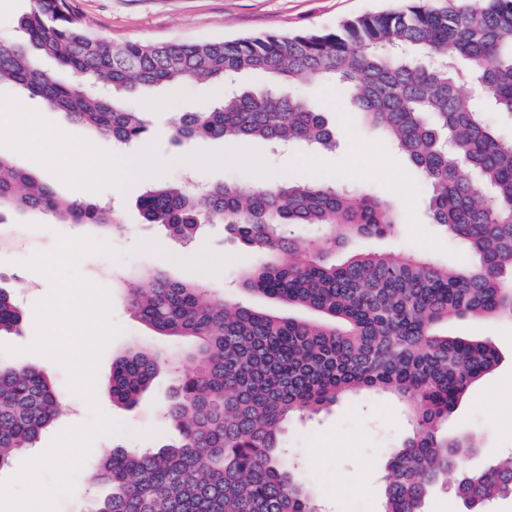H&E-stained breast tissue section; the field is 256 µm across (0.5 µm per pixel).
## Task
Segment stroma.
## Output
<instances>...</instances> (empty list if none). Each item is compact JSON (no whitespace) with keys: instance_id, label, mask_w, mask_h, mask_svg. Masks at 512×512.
Wrapping results in <instances>:
<instances>
[{"instance_id":"obj_1","label":"stroma","mask_w":512,"mask_h":512,"mask_svg":"<svg viewBox=\"0 0 512 512\" xmlns=\"http://www.w3.org/2000/svg\"><path fill=\"white\" fill-rule=\"evenodd\" d=\"M404 3L405 0H78L80 10L96 32L118 42L145 44L330 29L356 17L400 8ZM300 92L332 122L336 130L332 151L322 152L303 143L274 150L261 141L173 140L170 125L174 113L197 111L221 95L214 85L193 83L172 96L163 90L151 94L155 106L147 114L149 133L140 146L153 159L152 175L146 179L127 176L119 189L106 180L92 187L90 202L110 208L125 226L124 232L109 237L113 245L127 252L121 263L90 255L80 261L78 272L86 280L110 289L114 317L124 328L103 356L97 396L101 407L123 421L128 431L98 439L88 464H95L119 447L151 448L158 440L177 436L159 414L176 383L173 371H160L152 388L133 408L113 406L109 395L114 357L133 346L159 350L180 346L178 340L156 335L132 316L124 281L134 271L162 272L179 281L199 282L216 297L228 301L242 299L261 309L272 306L271 301L258 295L241 296L236 288L244 263H259L260 255L246 249L219 224L204 227L188 244L169 237L163 227L147 223L142 217L138 199L149 186L185 179L201 184L334 179L359 193L386 199L399 214L393 233L353 240L347 246L349 253L413 251L443 266L460 269L473 264L474 257L464 246L431 223L426 209L428 186L380 129L363 121L333 85L311 83L302 86ZM26 107L38 116L46 135L63 127L76 146L91 144L101 155L129 152L128 147L99 138L90 128L47 109L38 100L27 99ZM14 139L10 126H0V156L48 182L61 198L79 199L69 170H51L35 163L15 151ZM198 156L203 158V165L182 166V158ZM92 233L90 226L64 224L55 215L29 210L8 213L0 224V288L11 292L23 312L19 332L0 336V344L15 349L14 354L8 355V362L42 367L59 394L67 398L64 413L39 439L42 448L49 447L65 428L87 420L89 410L79 396L69 392L67 374L59 364L28 350L36 335L34 305L49 294L50 282L43 274L25 267L24 262L36 252L52 249L57 235L85 237ZM142 240L157 242L160 253H134V246ZM205 248L231 257V264L216 276L179 266V259L194 257ZM448 331L457 336L482 334L500 355L496 369L470 387L448 419L449 430L468 427L482 435L485 451L471 461L472 467L478 468L489 456L512 450V323L462 319L450 322ZM407 429L403 408L397 401L384 394L359 393L320 413L293 418L285 427V437L290 451L315 484L321 503L327 505V512H380L385 450L399 445Z\"/></svg>"}]
</instances>
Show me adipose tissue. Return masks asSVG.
Segmentation results:
<instances>
[{"label": "adipose tissue", "instance_id": "adipose-tissue-1", "mask_svg": "<svg viewBox=\"0 0 512 512\" xmlns=\"http://www.w3.org/2000/svg\"><path fill=\"white\" fill-rule=\"evenodd\" d=\"M11 124L18 128L19 135L14 142L16 150L31 154L44 162L47 167H66L75 176L79 188L85 189L101 180L121 183L127 174L149 177L153 165L146 152L134 156H102L93 151H76L74 143L65 131H58L53 137H46L36 116L22 111L20 101H0V125Z\"/></svg>", "mask_w": 512, "mask_h": 512}]
</instances>
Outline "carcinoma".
Masks as SVG:
<instances>
[{
	"label": "carcinoma",
	"instance_id": "1",
	"mask_svg": "<svg viewBox=\"0 0 512 512\" xmlns=\"http://www.w3.org/2000/svg\"><path fill=\"white\" fill-rule=\"evenodd\" d=\"M28 41L0 44V86L10 85L116 144L148 134L145 110L128 97L215 82L218 103L178 115L174 138L261 139L329 149L325 113L297 94L314 81L345 90L430 188L433 223L468 248L475 263L453 270L412 253H332L353 238L382 237L398 224L387 202L320 181L149 187L144 219L183 241L223 224L264 257L241 272L242 290L302 316L216 298L202 284L144 273L128 306L154 333L183 339V352L131 350L112 363V405L130 409L165 365L178 375L163 415L178 432L157 449L116 450L88 480L107 493L88 512H317L313 483L283 446L285 423L345 394H389L409 431L387 452L380 512H425L448 487L463 512L512 499V452L469 465L482 438L448 432V418L498 355L482 336H450L456 319L512 321V139L484 119L483 102L512 115V0H411L335 29L200 43H114L94 32L77 0H32L19 20ZM50 56L73 76L39 66ZM260 92L231 83L252 71ZM55 214L104 234L120 231L112 211L60 198L45 181L0 156V210ZM321 230L311 249L294 228ZM23 319L0 289V334ZM62 412L48 376L0 360V468L36 446Z\"/></svg>",
	"mask_w": 512,
	"mask_h": 512
}]
</instances>
